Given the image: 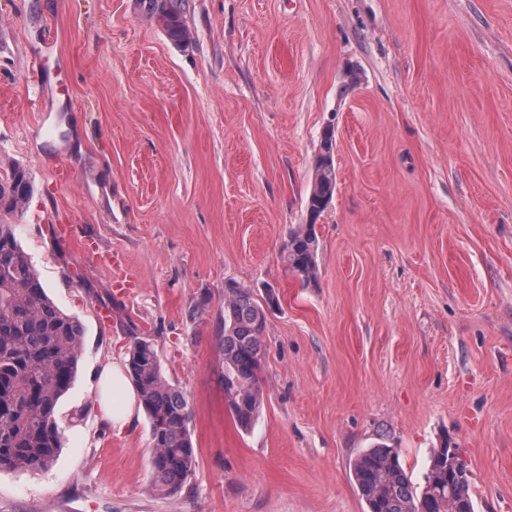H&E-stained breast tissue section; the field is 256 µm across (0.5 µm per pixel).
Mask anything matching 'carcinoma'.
Segmentation results:
<instances>
[{"label": "carcinoma", "instance_id": "obj_1", "mask_svg": "<svg viewBox=\"0 0 512 512\" xmlns=\"http://www.w3.org/2000/svg\"><path fill=\"white\" fill-rule=\"evenodd\" d=\"M151 17L178 44L189 40L182 0H148ZM336 190L333 145L319 150L307 208L320 214ZM31 177L19 164L0 166V471L47 468L62 448L57 422L61 398L72 386L81 358L83 326L47 295L18 225L4 220L28 202ZM318 238L313 224L288 231L283 255L287 269L306 285L317 278ZM279 306L268 290L259 297L236 281L224 289V314L217 340L224 399L234 423L248 432L263 404L262 336L267 313ZM124 362L150 424L153 490L178 496L190 483L197 453L190 431L191 407L166 378L154 339L133 320ZM448 442L432 452L423 485L414 486L395 449L379 443L353 462L352 475L367 512H475L469 490L448 486Z\"/></svg>", "mask_w": 512, "mask_h": 512}]
</instances>
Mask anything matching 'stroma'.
Instances as JSON below:
<instances>
[{"instance_id":"obj_1","label":"stroma","mask_w":512,"mask_h":512,"mask_svg":"<svg viewBox=\"0 0 512 512\" xmlns=\"http://www.w3.org/2000/svg\"><path fill=\"white\" fill-rule=\"evenodd\" d=\"M183 5L178 47L144 0H0V160L34 184L14 221L84 328L63 446L0 472V512H366L352 464L379 441L418 486L448 442L476 512H512V0ZM327 129L305 286L282 248ZM88 240L139 288L114 294ZM230 279L280 302L248 432L215 335ZM128 318L192 408L175 498L151 490L144 413L118 431L99 406ZM325 140L314 161V178L307 198V209L317 213L316 219L326 209L336 190V170L333 160V145L330 139L334 138L333 131L327 129L323 132ZM328 142L326 152L325 143ZM329 151V152H328Z\"/></svg>"}]
</instances>
